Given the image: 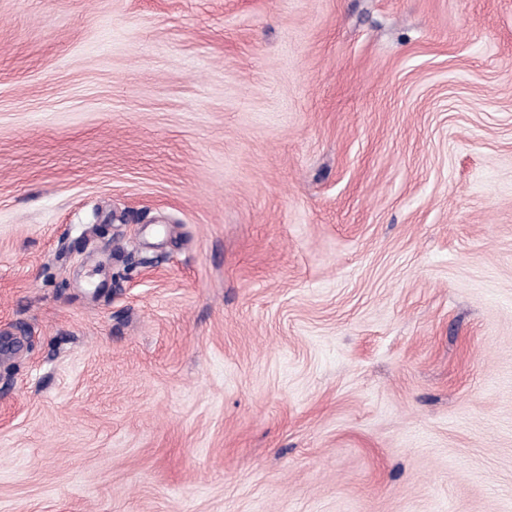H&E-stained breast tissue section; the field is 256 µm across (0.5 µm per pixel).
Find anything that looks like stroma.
I'll return each instance as SVG.
<instances>
[{"label":"stroma","instance_id":"stroma-1","mask_svg":"<svg viewBox=\"0 0 512 512\" xmlns=\"http://www.w3.org/2000/svg\"><path fill=\"white\" fill-rule=\"evenodd\" d=\"M0 512H512V0H0Z\"/></svg>","mask_w":512,"mask_h":512}]
</instances>
